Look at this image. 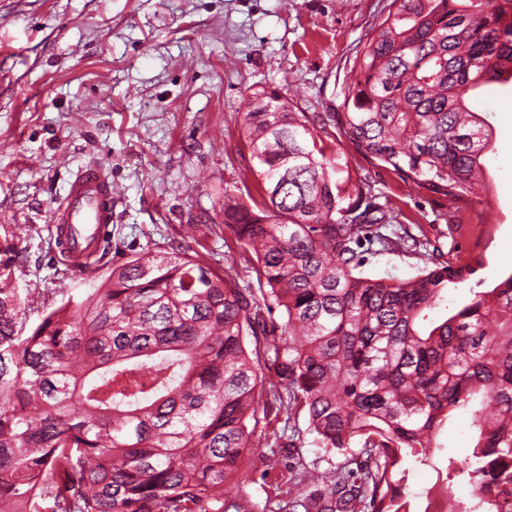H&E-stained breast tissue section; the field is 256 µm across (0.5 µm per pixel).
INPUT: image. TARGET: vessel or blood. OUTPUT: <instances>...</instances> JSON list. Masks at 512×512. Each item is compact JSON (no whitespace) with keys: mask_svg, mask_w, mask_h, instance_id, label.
I'll list each match as a JSON object with an SVG mask.
<instances>
[{"mask_svg":"<svg viewBox=\"0 0 512 512\" xmlns=\"http://www.w3.org/2000/svg\"><path fill=\"white\" fill-rule=\"evenodd\" d=\"M116 197L117 190L101 167L75 173L54 212L57 247L71 264L79 267L102 255Z\"/></svg>","mask_w":512,"mask_h":512,"instance_id":"vessel-or-blood-1","label":"vessel or blood"}]
</instances>
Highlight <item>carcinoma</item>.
<instances>
[{"mask_svg": "<svg viewBox=\"0 0 512 512\" xmlns=\"http://www.w3.org/2000/svg\"><path fill=\"white\" fill-rule=\"evenodd\" d=\"M507 65L512 0H391L346 72L333 151L289 99L252 93L240 136L266 197L224 193V230L257 294L179 246L113 266L30 327L35 299L15 288L1 246L0 512H224L231 491L251 512L227 485L266 389L285 391L318 447L345 457L303 472L291 507L411 512L406 461H426L462 423L467 463L450 456L437 474L471 493L448 495V512H512V273L428 320L462 270L407 232L382 233L394 211L341 163L350 143L443 194L461 230L456 203L485 182L495 149L474 105ZM374 243L422 252V274H365Z\"/></svg>", "mask_w": 512, "mask_h": 512, "instance_id": "1", "label": "carcinoma"}]
</instances>
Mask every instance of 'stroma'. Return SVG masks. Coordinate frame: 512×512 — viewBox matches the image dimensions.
Instances as JSON below:
<instances>
[{
    "instance_id": "1",
    "label": "stroma",
    "mask_w": 512,
    "mask_h": 512,
    "mask_svg": "<svg viewBox=\"0 0 512 512\" xmlns=\"http://www.w3.org/2000/svg\"><path fill=\"white\" fill-rule=\"evenodd\" d=\"M391 0H0V240L15 246L18 288L49 305L88 292L112 265L140 252L184 244L214 270L238 258L240 284L256 274L224 232V195L264 184L249 169L239 138L248 95L266 88L294 99L336 133L339 91L356 50ZM480 109L497 152L484 189L461 202L465 228L449 233L448 199L402 180L353 147L351 171L365 177L411 233L448 252L473 275L449 289L448 304L512 273V96ZM104 167L118 190L107 246L95 271L63 263L52 214L78 169ZM412 253L369 257L378 277H415ZM262 432L235 475L265 512H281L303 468L332 471L307 415L289 413L272 394ZM425 463H410L404 489L413 512H447L436 487L447 454L465 459L469 431L442 432Z\"/></svg>"
}]
</instances>
